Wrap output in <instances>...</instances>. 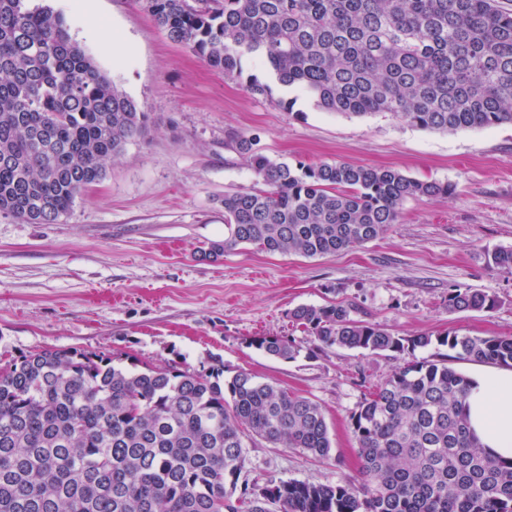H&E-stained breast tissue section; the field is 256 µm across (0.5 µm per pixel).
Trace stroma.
<instances>
[{
    "mask_svg": "<svg viewBox=\"0 0 512 512\" xmlns=\"http://www.w3.org/2000/svg\"><path fill=\"white\" fill-rule=\"evenodd\" d=\"M104 27L89 31L65 0H33L65 16L73 39L112 83L151 117L146 141L127 145L61 224H25L0 213V359L77 347L154 367L197 369L218 356L225 377L246 372L318 403L332 451L319 458L256 440L239 485L333 483L357 475L349 416L397 362L387 354L320 348L290 310L353 304L359 319L395 335L512 336V269L488 263L512 248V125L455 134L388 115L347 117L300 92L253 94L249 75L225 79L156 26L143 0H91ZM259 134L271 157L391 167L449 183L445 198L407 200L398 224L360 247L319 258L223 240L225 191L261 183L233 149V134ZM498 299L491 312H452L448 291ZM283 336L288 361L252 346Z\"/></svg>",
    "mask_w": 512,
    "mask_h": 512,
    "instance_id": "obj_1",
    "label": "stroma"
}]
</instances>
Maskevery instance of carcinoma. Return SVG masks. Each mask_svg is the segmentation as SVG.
<instances>
[{
    "label": "carcinoma",
    "mask_w": 512,
    "mask_h": 512,
    "mask_svg": "<svg viewBox=\"0 0 512 512\" xmlns=\"http://www.w3.org/2000/svg\"><path fill=\"white\" fill-rule=\"evenodd\" d=\"M167 37L235 80L256 57L267 81L305 92L328 112L388 114L458 132L512 125V12L496 0H144ZM150 115L119 90L64 19L28 0H0V212L58 224L107 163L148 134ZM235 149L263 188L224 192L227 236L239 245L324 257L399 223L413 198L452 186L346 162L294 166L265 155L257 134ZM498 300L448 289V311L491 312ZM322 348L455 358L512 368V337L402 338L357 319L350 305L288 313ZM250 345L293 360L282 336ZM471 380L444 362L405 361L350 416L359 475L237 489L246 448L260 438L325 458L321 407L248 373L224 380L219 359L198 369L124 365L81 348L22 354L0 368V512H512V460L470 431ZM238 498H233L235 492Z\"/></svg>",
    "instance_id": "1"
}]
</instances>
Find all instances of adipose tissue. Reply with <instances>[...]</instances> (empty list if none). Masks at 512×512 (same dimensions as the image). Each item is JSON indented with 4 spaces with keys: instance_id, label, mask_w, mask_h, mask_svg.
<instances>
[{
    "instance_id": "1",
    "label": "adipose tissue",
    "mask_w": 512,
    "mask_h": 512,
    "mask_svg": "<svg viewBox=\"0 0 512 512\" xmlns=\"http://www.w3.org/2000/svg\"><path fill=\"white\" fill-rule=\"evenodd\" d=\"M470 426L494 456L512 459V371H487L474 379L467 399Z\"/></svg>"
}]
</instances>
